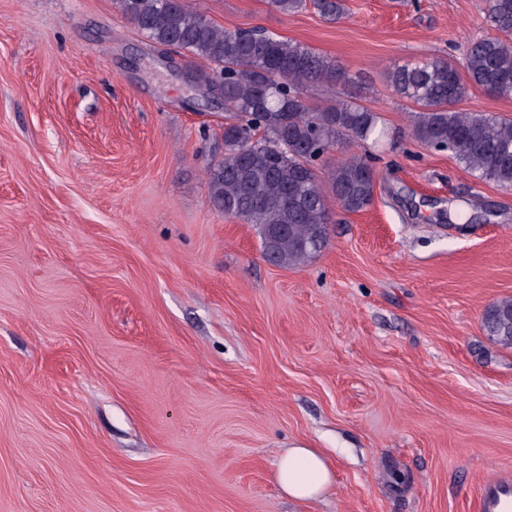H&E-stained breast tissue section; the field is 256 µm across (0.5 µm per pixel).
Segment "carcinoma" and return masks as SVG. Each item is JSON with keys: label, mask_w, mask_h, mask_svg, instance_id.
Here are the masks:
<instances>
[{"label": "carcinoma", "mask_w": 512, "mask_h": 512, "mask_svg": "<svg viewBox=\"0 0 512 512\" xmlns=\"http://www.w3.org/2000/svg\"><path fill=\"white\" fill-rule=\"evenodd\" d=\"M119 11L150 40L207 63L196 79L224 101V154L208 171L212 207L257 227L262 251L279 267L305 263L329 241L330 211L322 184L336 202L357 212L373 198L370 159L335 160L321 179L317 161L341 140L377 133L376 114L353 101L308 106L310 84H347L345 69L303 44L255 29H224L185 0H116ZM328 21L345 15L344 0H314ZM496 31L472 41L464 71L444 58L399 66L394 91L419 106L411 134L448 151L471 174L512 189V121L455 109L470 89L512 96V0H488ZM481 325L491 341L512 349V297L489 304Z\"/></svg>", "instance_id": "obj_1"}]
</instances>
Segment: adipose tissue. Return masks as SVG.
Listing matches in <instances>:
<instances>
[{
    "label": "adipose tissue",
    "instance_id": "obj_1",
    "mask_svg": "<svg viewBox=\"0 0 512 512\" xmlns=\"http://www.w3.org/2000/svg\"><path fill=\"white\" fill-rule=\"evenodd\" d=\"M274 477L289 497L302 502L320 499L333 482L331 465L323 454L301 446L277 458Z\"/></svg>",
    "mask_w": 512,
    "mask_h": 512
}]
</instances>
